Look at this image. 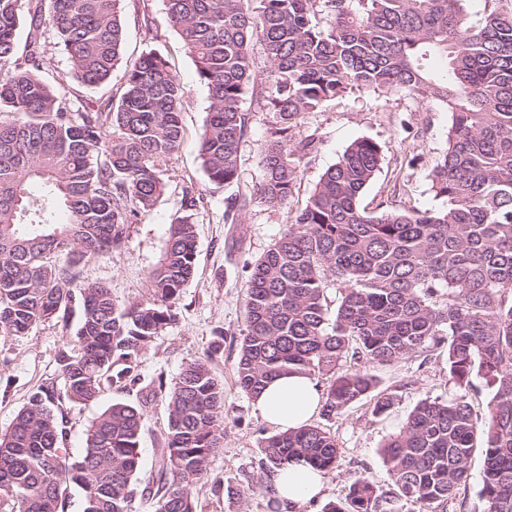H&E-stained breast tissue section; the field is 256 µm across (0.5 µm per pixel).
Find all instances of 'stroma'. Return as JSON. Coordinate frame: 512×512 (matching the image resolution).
Wrapping results in <instances>:
<instances>
[{
	"instance_id": "stroma-1",
	"label": "stroma",
	"mask_w": 512,
	"mask_h": 512,
	"mask_svg": "<svg viewBox=\"0 0 512 512\" xmlns=\"http://www.w3.org/2000/svg\"><path fill=\"white\" fill-rule=\"evenodd\" d=\"M122 21L125 50L109 84L96 89L84 86L50 30L43 35V74L51 84L64 85L74 99L91 102L110 95L117 97L122 93L127 66L143 52L156 49L188 89L181 114L183 142L160 164L167 183L165 196L128 226L120 247L85 259L77 270L80 281L111 288L120 306L148 300L152 294L149 275L163 258L168 228L183 214L184 195L196 198L195 275L175 303V321L142 352L141 370L145 376L161 372L171 380L186 364L207 358L224 386V446L191 485L197 512H320L327 502L344 501L357 474L378 488L391 490L382 448L418 402L445 399L453 393L442 360L431 351L375 367L376 394L392 400L384 416H372L371 403L366 399L330 420L314 415L312 425L329 430L340 448L336 467L325 475L317 496L285 506L272 490L273 469L261 451L262 439L275 428L262 419L253 397L241 390L236 378L246 265L263 256L294 222L321 175L358 139H371L382 150L380 169L361 197L362 207L369 211L440 207L442 201L435 197L428 173L448 144L447 110L436 102L403 94L381 96L354 90L339 95L320 111L306 113L293 130L298 138L316 134L318 145L288 202L276 207L253 204L243 212L241 223L228 224L224 221L225 198L248 192L261 178L260 151L268 136L269 114L255 111L254 101L246 100V107L253 109L254 115L240 148L238 179L229 186L210 182L199 155L210 106L208 90L200 83L195 61L179 33L167 23L165 0H124ZM78 323V315L73 314L64 322L37 324L21 337L0 336V432L10 426L40 384L59 378L58 353L74 348ZM218 343L223 352L212 355L211 349ZM119 396V391L112 390L96 402L68 405V446L73 454L82 452L93 419ZM167 417L164 398H156L146 408L140 482H148L157 470L166 446ZM482 472L483 458L474 456L468 483L455 500L415 503L409 505V512H483ZM229 486L247 488L248 493L227 496L225 489Z\"/></svg>"
}]
</instances>
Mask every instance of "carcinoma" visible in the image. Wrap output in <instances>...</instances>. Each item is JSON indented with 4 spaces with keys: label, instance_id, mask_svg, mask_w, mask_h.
<instances>
[{
    "label": "carcinoma",
    "instance_id": "1",
    "mask_svg": "<svg viewBox=\"0 0 512 512\" xmlns=\"http://www.w3.org/2000/svg\"><path fill=\"white\" fill-rule=\"evenodd\" d=\"M123 0H0V335L79 309L76 351L62 350V385L42 384L0 433V500L6 512H64L71 485L82 512H131L145 406L167 401L166 448L156 480L139 493L154 512H196L191 483L224 447V387L210 361L171 383L141 372V353L175 321L172 305L194 274L196 228L170 225L151 273L152 299L121 307L76 264L120 246L127 225L166 193L159 162L179 149L186 86L151 49L125 72L118 102L90 107L42 78V36L52 29L77 77L106 83L123 49ZM169 25L193 55L211 101L199 155L208 179L230 185L251 124L255 92L272 115L256 191L226 201L224 223L254 202H288L314 154L315 134L292 128L348 90L435 99L451 113L448 148L430 171L443 206L368 212L360 205L382 151L357 140L321 176L306 206L249 268L237 381L256 397L285 372L323 376L329 420L376 387L347 359L390 365L437 352L455 393L422 400L382 448L393 490L354 476L343 503L322 512H404L445 503L483 456L484 512H512V14L469 25L466 0H165ZM328 17L323 26L316 13ZM26 27L24 44L19 31ZM259 42L265 70L251 53ZM339 288L335 313L327 288ZM485 388L476 427L466 400ZM142 401L111 402L73 457L63 402L87 404L112 389ZM267 462H302L323 474L335 436L305 424L262 439Z\"/></svg>",
    "mask_w": 512,
    "mask_h": 512
}]
</instances>
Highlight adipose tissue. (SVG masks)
Listing matches in <instances>:
<instances>
[{
    "mask_svg": "<svg viewBox=\"0 0 512 512\" xmlns=\"http://www.w3.org/2000/svg\"><path fill=\"white\" fill-rule=\"evenodd\" d=\"M321 393L306 375H284L275 379L255 400L262 418L280 430L306 424L320 407ZM272 486L279 498L294 505L318 494L322 475L303 465L286 463L275 469Z\"/></svg>",
    "mask_w": 512,
    "mask_h": 512,
    "instance_id": "1",
    "label": "adipose tissue"
}]
</instances>
